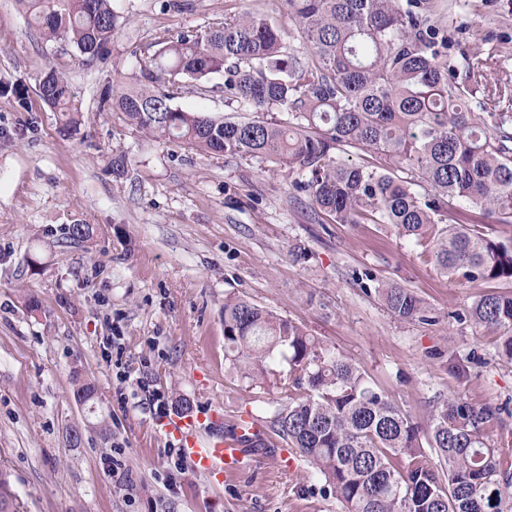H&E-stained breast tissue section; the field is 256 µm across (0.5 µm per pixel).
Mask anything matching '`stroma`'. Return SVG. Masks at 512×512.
Instances as JSON below:
<instances>
[{
	"mask_svg": "<svg viewBox=\"0 0 512 512\" xmlns=\"http://www.w3.org/2000/svg\"><path fill=\"white\" fill-rule=\"evenodd\" d=\"M112 0L119 26L85 65L68 42L45 41L17 0H0V79L24 85L27 107L0 95V468L20 512H341L296 449L209 487L185 470L167 487L171 440L148 405L118 400L129 368L163 393L170 414L219 406L225 422L268 420L282 394L244 378L224 356V301L248 300L303 325L357 363L403 412L428 428L430 410L458 394L508 408L494 434L512 449V364L494 333L464 314L484 283L448 279L421 247L387 224H336L273 165L258 166L146 137L109 110L106 94L163 39L260 9L291 51L300 40L282 0ZM456 60L481 46L492 77L512 81V0H439ZM68 77L75 135L37 95L48 67ZM187 110L251 119L221 91L190 90ZM125 153L123 178L109 161ZM71 224L90 238L67 243ZM425 304L426 321H400L379 286ZM466 360L469 377L449 372ZM93 386L88 402L79 385ZM134 478L118 487L104 462Z\"/></svg>",
	"mask_w": 512,
	"mask_h": 512,
	"instance_id": "35a3bbf8",
	"label": "stroma"
}]
</instances>
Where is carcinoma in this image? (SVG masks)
I'll return each mask as SVG.
<instances>
[{
	"instance_id": "carcinoma-1",
	"label": "carcinoma",
	"mask_w": 512,
	"mask_h": 512,
	"mask_svg": "<svg viewBox=\"0 0 512 512\" xmlns=\"http://www.w3.org/2000/svg\"><path fill=\"white\" fill-rule=\"evenodd\" d=\"M48 41L65 39L82 61L112 43L111 0H18ZM301 39L287 52L284 32L261 10L183 31L111 90L112 111L155 139L218 156L274 163L304 176L315 212L336 224H390L467 282H512V235L462 223L455 202L512 227V113L477 112L512 103V85L488 82L479 49L459 66L433 0H284ZM278 118L224 121L174 105L181 80ZM38 97L77 131L68 79L53 67ZM361 150L360 164L343 159ZM399 320H428L408 288L377 289ZM497 334L512 362V292L489 289L467 310ZM224 352L244 377L280 384L284 402L269 420L275 438L299 451L323 478L341 512H512V457L491 433L506 409L459 396L436 403L419 427L366 373L302 325L239 298L224 300ZM0 512H17L0 469Z\"/></svg>"
}]
</instances>
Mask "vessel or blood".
I'll return each instance as SVG.
<instances>
[{
  "mask_svg": "<svg viewBox=\"0 0 512 512\" xmlns=\"http://www.w3.org/2000/svg\"><path fill=\"white\" fill-rule=\"evenodd\" d=\"M163 431L178 441L192 469L217 485L270 456L264 426L253 416L228 425L223 411L208 409L193 416L172 417L164 423Z\"/></svg>",
  "mask_w": 512,
  "mask_h": 512,
  "instance_id": "b4317fda",
  "label": "vessel or blood"
}]
</instances>
